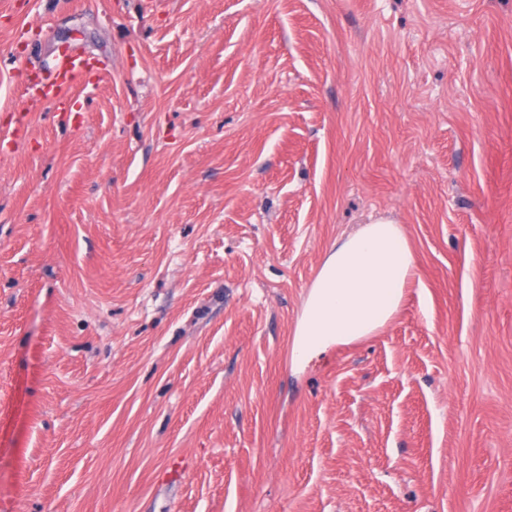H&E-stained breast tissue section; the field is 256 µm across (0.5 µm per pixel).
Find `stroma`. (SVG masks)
<instances>
[{
  "label": "stroma",
  "mask_w": 512,
  "mask_h": 512,
  "mask_svg": "<svg viewBox=\"0 0 512 512\" xmlns=\"http://www.w3.org/2000/svg\"><path fill=\"white\" fill-rule=\"evenodd\" d=\"M382 218L399 314L293 371ZM0 512H512V0H0ZM95 70L93 60L75 46L62 49L53 59L36 72L38 82L36 94L31 95L32 105L40 101L53 103L58 109H65L76 86Z\"/></svg>",
  "instance_id": "obj_1"
}]
</instances>
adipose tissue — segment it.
Returning a JSON list of instances; mask_svg holds the SVG:
<instances>
[{
  "mask_svg": "<svg viewBox=\"0 0 512 512\" xmlns=\"http://www.w3.org/2000/svg\"><path fill=\"white\" fill-rule=\"evenodd\" d=\"M417 276L398 224L379 219L336 239L310 283L292 339V365L304 369L333 348L376 335L399 312Z\"/></svg>",
  "mask_w": 512,
  "mask_h": 512,
  "instance_id": "ef3b65f1",
  "label": "adipose tissue"
}]
</instances>
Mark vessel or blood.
Here are the masks:
<instances>
[{
    "label": "vessel or blood",
    "mask_w": 512,
    "mask_h": 512,
    "mask_svg": "<svg viewBox=\"0 0 512 512\" xmlns=\"http://www.w3.org/2000/svg\"><path fill=\"white\" fill-rule=\"evenodd\" d=\"M93 60L77 47L62 49L51 64L39 68L36 92L31 103L48 101L65 109L76 86L94 71Z\"/></svg>",
    "instance_id": "obj_1"
}]
</instances>
